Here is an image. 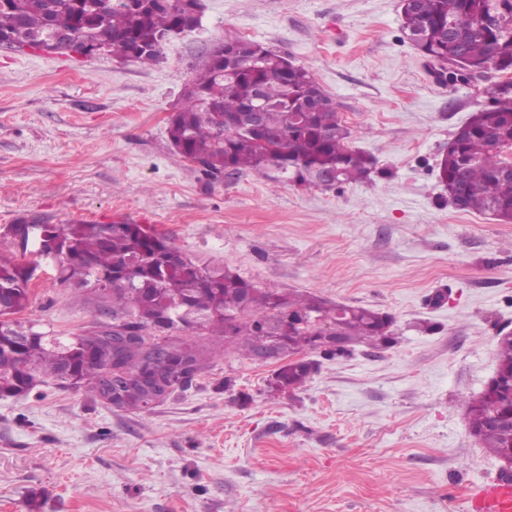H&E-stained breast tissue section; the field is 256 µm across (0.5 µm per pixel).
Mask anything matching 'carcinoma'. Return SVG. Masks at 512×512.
Segmentation results:
<instances>
[{
	"label": "carcinoma",
	"mask_w": 512,
	"mask_h": 512,
	"mask_svg": "<svg viewBox=\"0 0 512 512\" xmlns=\"http://www.w3.org/2000/svg\"><path fill=\"white\" fill-rule=\"evenodd\" d=\"M184 0H0V46L18 51L47 36L79 53L93 44L123 62L152 66L165 41L178 35ZM401 29L422 55H458L485 71L512 72V0H412ZM261 43L234 38L224 52L205 55L167 123L168 142L180 159L192 157L207 183L246 172L273 183L329 188L361 183L373 156L354 150L336 102L302 66ZM263 98L259 125L247 112ZM512 151V88L496 83L488 100L455 133L436 164L437 178L458 209L491 213L512 223V177L502 169ZM56 243L58 279L97 294L131 339L112 342L109 328L93 326L75 336H46L15 319L29 304L35 267L0 256V397L22 398L37 387L87 390L103 403L142 411L148 393L140 375L166 367L187 353L198 369L211 367L224 345L255 356L266 328L286 319L288 353L312 349L314 325L337 324L349 347L392 340V318L379 311L271 288L223 266L183 254L150 226L119 218L110 222L49 224ZM317 365L303 359L277 369L272 390L290 396ZM496 384L468 403L472 435L497 456L512 448V335L497 344Z\"/></svg>",
	"instance_id": "carcinoma-1"
}]
</instances>
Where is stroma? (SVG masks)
Returning <instances> with one entry per match:
<instances>
[{
	"label": "stroma",
	"instance_id": "stroma-1",
	"mask_svg": "<svg viewBox=\"0 0 512 512\" xmlns=\"http://www.w3.org/2000/svg\"><path fill=\"white\" fill-rule=\"evenodd\" d=\"M205 6L206 34L153 66L0 48V255L38 266L19 321L73 336L102 316L6 229L123 215L257 287L387 313L393 341L306 352L318 370L292 397L269 391L273 364L229 348L149 411L53 385L0 398V512H462L501 473L467 403L512 332V224L455 208L433 167L501 73L443 91L403 39L399 0ZM230 36L313 75L375 158L368 180L210 185L172 152L168 116Z\"/></svg>",
	"mask_w": 512,
	"mask_h": 512
}]
</instances>
